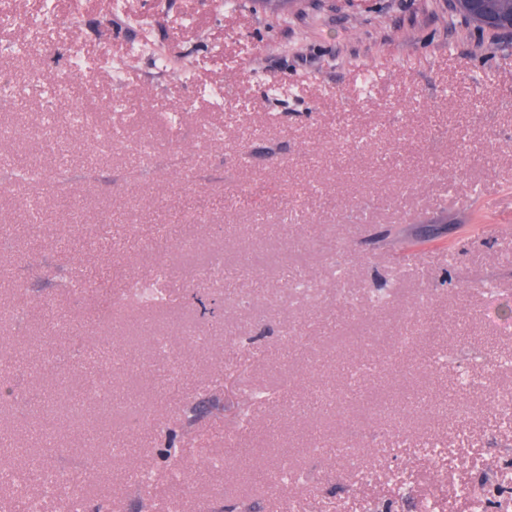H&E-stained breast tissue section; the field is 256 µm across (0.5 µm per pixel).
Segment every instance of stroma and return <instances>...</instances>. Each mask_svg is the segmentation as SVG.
<instances>
[{"instance_id": "35a3bbf8", "label": "stroma", "mask_w": 512, "mask_h": 512, "mask_svg": "<svg viewBox=\"0 0 512 512\" xmlns=\"http://www.w3.org/2000/svg\"><path fill=\"white\" fill-rule=\"evenodd\" d=\"M53 12L50 50L0 73V174L16 153L65 185L0 193V433L36 447L50 400L56 459L86 512H473L512 461V37L450 16L447 0H0ZM165 51L158 72L145 44ZM121 67L78 85L87 123L53 106L71 53ZM69 120L64 159L38 133ZM43 242L20 248L32 202ZM70 238L68 251L55 240ZM305 272L315 296L286 288ZM164 273L163 309L106 312ZM85 275L102 290L64 293ZM222 300L200 322L185 301ZM431 328L432 343L416 341ZM167 337L158 351L154 337ZM413 337L400 348L396 339ZM105 349L87 368L77 347ZM43 359L40 375L26 369ZM272 397L206 413L229 370ZM190 443L177 459L169 431ZM0 512L60 498L26 465Z\"/></svg>"}]
</instances>
